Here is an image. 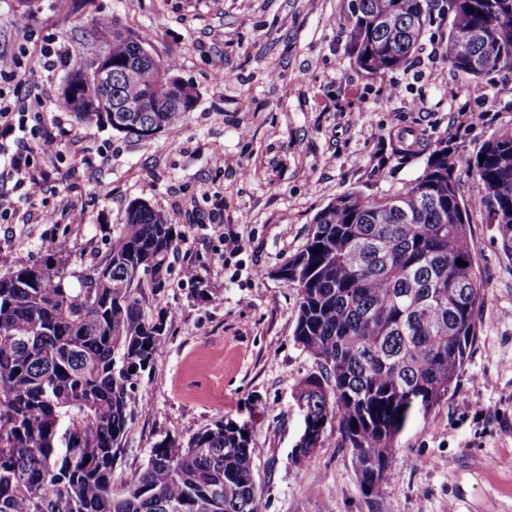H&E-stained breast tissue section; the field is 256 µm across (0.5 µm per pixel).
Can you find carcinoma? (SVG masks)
I'll list each match as a JSON object with an SVG mask.
<instances>
[{"label":"carcinoma","instance_id":"carcinoma-1","mask_svg":"<svg viewBox=\"0 0 512 512\" xmlns=\"http://www.w3.org/2000/svg\"><path fill=\"white\" fill-rule=\"evenodd\" d=\"M359 2L349 39L357 70L405 67L430 0ZM145 42L134 32L112 35V92H135L143 111L133 123L159 120L166 131L194 111L198 94L188 84L152 92L143 70L126 64ZM445 51L450 67L475 82L512 69V0H458ZM98 94L85 76L60 99L79 121L101 124ZM465 168L512 260V130L484 143ZM470 237L458 162L434 149L422 173L385 198L337 196L275 271L297 289L293 338L319 367L298 395L316 424L336 421L369 495L383 491L395 440L416 413L409 395L447 397L476 341L484 297ZM177 240L163 211L131 202L79 287L63 246L0 275V512H265L251 431L232 421L176 448L161 440L135 481L120 493L112 483L138 382L164 349L166 320L144 306L160 302ZM62 429L73 445L59 439Z\"/></svg>","mask_w":512,"mask_h":512}]
</instances>
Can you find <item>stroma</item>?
Listing matches in <instances>:
<instances>
[{
	"mask_svg": "<svg viewBox=\"0 0 512 512\" xmlns=\"http://www.w3.org/2000/svg\"><path fill=\"white\" fill-rule=\"evenodd\" d=\"M38 4L28 18L19 0H0V51L22 58L59 41L70 59L88 63L106 40L92 22L108 16L118 30L150 34L154 56L177 61V75L198 93L177 137L137 140L70 113H45L61 153L39 162L48 174L43 194L22 199L0 173V201L11 212L0 222V275L41 263L59 245L72 255L70 275L84 274L135 199L181 232L162 303L145 308L150 316L171 312L165 352L139 382L116 451L115 487L136 479L159 440L186 442L224 418L252 431L266 512H512V320L501 316L512 310V260L483 204L469 206L485 295L477 339L454 395L415 414L398 435L378 495L362 491L335 422L325 423L304 461L294 457L303 427L296 392L318 367L293 338L297 291L274 275L305 244L319 210L348 190L378 199L409 184L448 125L457 127L451 146L459 158L512 130V69L493 71L480 98L448 66L360 74L348 52L354 0ZM66 75L63 65L50 73L22 68L6 88L49 101ZM147 181L154 191H143ZM219 198L215 229L206 221ZM46 211L54 223H43ZM223 232L240 238L237 252L225 251ZM188 264L197 281L183 278ZM199 284L209 301L194 299Z\"/></svg>",
	"mask_w": 512,
	"mask_h": 512,
	"instance_id": "stroma-1",
	"label": "stroma"
}]
</instances>
